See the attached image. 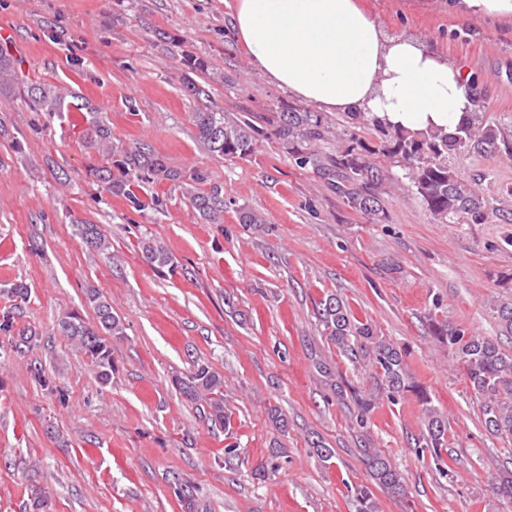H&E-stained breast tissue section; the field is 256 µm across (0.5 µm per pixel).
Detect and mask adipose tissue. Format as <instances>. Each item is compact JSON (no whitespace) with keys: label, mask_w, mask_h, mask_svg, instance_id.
<instances>
[{"label":"adipose tissue","mask_w":512,"mask_h":512,"mask_svg":"<svg viewBox=\"0 0 512 512\" xmlns=\"http://www.w3.org/2000/svg\"><path fill=\"white\" fill-rule=\"evenodd\" d=\"M466 20L512 24V0H437ZM253 69L325 112H370L411 133H455L477 110L468 72L412 36L391 37L358 0H234Z\"/></svg>","instance_id":"obj_1"}]
</instances>
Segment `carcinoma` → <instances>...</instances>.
I'll list each match as a JSON object with an SVG mask.
<instances>
[{
	"label": "carcinoma",
	"mask_w": 512,
	"mask_h": 512,
	"mask_svg": "<svg viewBox=\"0 0 512 512\" xmlns=\"http://www.w3.org/2000/svg\"><path fill=\"white\" fill-rule=\"evenodd\" d=\"M21 73V60L0 50V93L11 90ZM26 94L40 112L63 111L65 96L50 85L31 84ZM89 114L86 119L87 138L97 147L110 143L111 129L98 113L83 106ZM355 124L369 126L380 134L381 153L400 163L408 170L412 193L441 224L454 223L468 218L472 223L482 221L487 212L484 196L465 184L443 161L452 150L475 152L497 151L512 157V137L499 127L483 123L480 113L473 122L462 126L450 138L448 134L433 132L428 135H409L383 124L377 117L363 113L351 115ZM197 137L213 155L223 159H244L254 150L253 122L249 118L227 119L222 112L199 110L193 115ZM275 135L278 136L295 165L310 170L331 182L349 208L377 220L383 214L375 188L386 180L384 170L371 160L372 150L350 134V141L336 154H323L314 144L323 140L325 126L316 112L296 106L280 107L276 112ZM119 174L105 165L96 176L103 191L123 194L134 200L133 187L140 181L171 180L181 184L192 207L207 224L224 223V195L217 186L203 190L200 185L208 182L205 173L197 169L173 171L162 157L148 145L136 143L123 151L118 166ZM73 235L89 250L103 253L109 243L100 227L87 221L72 223ZM145 261L158 268L172 264L167 249L155 238L138 242ZM87 300L93 306L97 322L90 326L73 315L58 323L60 335L71 341L89 357L97 367L98 380L106 384L113 373L112 352L106 342L108 336L124 335V324L112 311L111 304L100 294L89 291ZM318 316L323 333L339 350L350 355L353 362L368 359L374 379L394 395L409 388L405 358L394 345L374 336L372 326L357 319L350 305L343 299L329 294L319 302ZM433 334L445 336L456 346L459 358L472 389L483 398L484 424L496 438L512 445V354L503 352L495 343L483 336L465 335L437 322L432 324ZM173 388L187 401L202 409L205 418L214 425L231 430L232 413L224 402V376L209 364L196 363L187 374L172 378ZM425 405V431L417 439L416 447L430 448L435 456L448 445V420L442 417L427 398ZM358 413L356 423L363 425L374 408L373 398L356 394ZM363 463L372 481L380 490L399 495L403 491L400 472L375 448L363 449ZM178 498L186 512H206L199 503L194 486L180 482Z\"/></svg>",
	"instance_id": "obj_1"
}]
</instances>
